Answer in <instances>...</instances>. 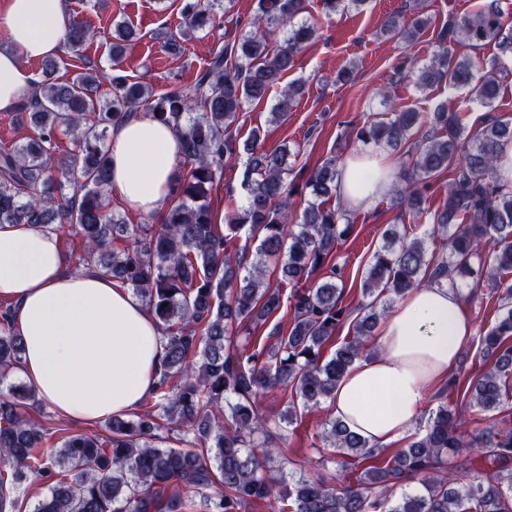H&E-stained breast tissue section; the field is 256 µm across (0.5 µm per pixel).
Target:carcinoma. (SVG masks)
Instances as JSON below:
<instances>
[{
    "instance_id": "carcinoma-1",
    "label": "carcinoma",
    "mask_w": 512,
    "mask_h": 512,
    "mask_svg": "<svg viewBox=\"0 0 512 512\" xmlns=\"http://www.w3.org/2000/svg\"><path fill=\"white\" fill-rule=\"evenodd\" d=\"M365 0H319L331 16L340 7ZM500 0H486L472 15L448 17L427 65L405 56L400 75L414 73L431 88L442 82L470 87V96L490 108L499 94L498 61L472 83L483 60L458 59L453 45L480 50L495 44L512 56V26L502 20ZM221 0H185L180 34L220 25ZM306 0H256L250 30L211 53L193 86L156 95L143 83L112 79V102L99 108L93 98L100 73L79 74L59 84L46 72L25 106L37 137L0 151V224L63 228L82 245L79 265L131 287L153 313L162 331L165 358L152 395L158 411L114 416L106 435L75 434L61 448L42 447L44 429L30 416L35 390L12 385L0 392V512L7 501L5 475L19 481L31 474L50 483L34 512H179L200 497L207 512H241L246 504L274 502L276 512H512V429L495 423L469 434L456 411L442 406L425 433L398 452L377 457L368 442L336 418L322 424L320 440L334 455L356 459L352 481L341 486L321 456L290 461L281 456L282 424L296 414L295 402L314 409L334 397L336 386L361 355L386 297L402 296L424 285L487 282L502 289V314L483 334L492 367L475 381L468 408L479 413L504 407L512 397V183L498 173L503 145L512 142V121L491 117L467 127L457 112L438 107L427 134L414 110L390 113L348 133L365 146L398 147L410 141L409 163L392 188L395 205L422 213L426 194L448 177L442 209L433 232L449 235L448 253L427 256L425 244L388 228L363 280L371 298L353 334L323 359L325 344L348 318L342 305L343 269L333 263L336 242L353 232L337 195L341 170L332 155L313 169L302 186L286 180L288 150L260 152L253 143L243 173L244 204L229 218L236 233L247 226L258 241L255 260L244 267L228 252L227 235L214 223L212 190L224 161L237 156L231 126L239 113L260 101L296 65V57L316 36L298 23ZM96 33L75 20L69 46L78 52ZM302 87L284 89L272 110L288 117ZM171 126L181 139L179 188L157 224H128L108 209V131L138 107ZM66 128L76 153L58 167L50 164L59 128ZM69 187L71 194L63 193ZM313 201L290 223L296 197ZM457 229L448 234V225ZM280 266L278 284L267 280L268 261ZM291 286L288 331L275 325L272 341L243 345L235 331L244 323L268 320L281 308V285ZM8 308L0 311V384L23 357V339L9 329ZM274 390L290 391L294 401L279 415H267L258 399ZM177 427L186 446H158L164 425ZM462 448L476 452L483 465L457 467ZM421 486L412 490L413 482ZM288 484V493L274 488Z\"/></svg>"
}]
</instances>
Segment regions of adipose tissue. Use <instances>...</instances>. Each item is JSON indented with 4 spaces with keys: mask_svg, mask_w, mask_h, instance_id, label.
Returning a JSON list of instances; mask_svg holds the SVG:
<instances>
[{
    "mask_svg": "<svg viewBox=\"0 0 512 512\" xmlns=\"http://www.w3.org/2000/svg\"><path fill=\"white\" fill-rule=\"evenodd\" d=\"M71 23L66 0H0V112L31 95L39 80L32 62L64 53ZM180 152L175 130L148 115L113 127L111 186L128 210L166 211ZM365 169L374 178L360 190L355 174ZM395 170L384 154L352 155L339 192L351 205L370 207ZM468 294L432 285L402 295L377 324V353L357 360L337 385L332 415L369 444L402 439L474 334ZM0 299L10 303L9 326L25 344L22 376L59 415L92 425L133 412L153 393L165 355L156 319L132 289L73 270L59 234L0 225Z\"/></svg>",
    "mask_w": 512,
    "mask_h": 512,
    "instance_id": "adipose-tissue-1",
    "label": "adipose tissue"
}]
</instances>
